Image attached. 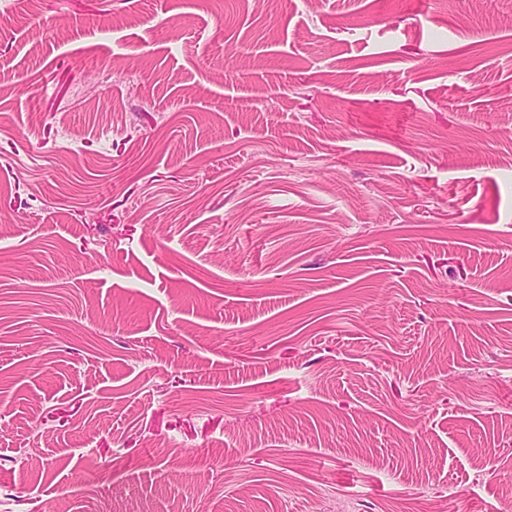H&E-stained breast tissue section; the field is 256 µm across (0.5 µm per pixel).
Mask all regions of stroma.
<instances>
[{"label":"stroma","mask_w":512,"mask_h":512,"mask_svg":"<svg viewBox=\"0 0 512 512\" xmlns=\"http://www.w3.org/2000/svg\"><path fill=\"white\" fill-rule=\"evenodd\" d=\"M512 505V0H0V512Z\"/></svg>","instance_id":"obj_1"}]
</instances>
